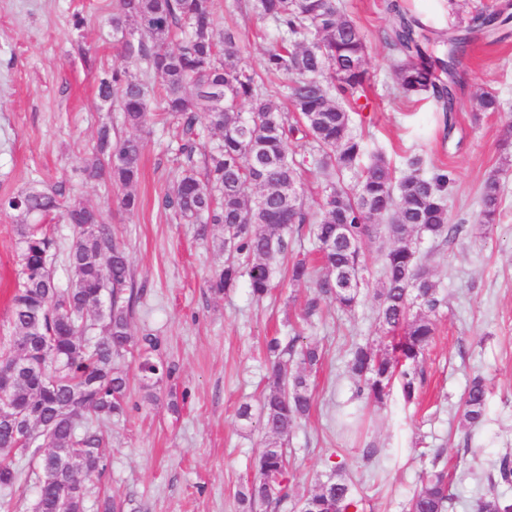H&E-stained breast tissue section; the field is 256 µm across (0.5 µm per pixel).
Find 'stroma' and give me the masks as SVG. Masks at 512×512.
Wrapping results in <instances>:
<instances>
[{
    "label": "stroma",
    "instance_id": "stroma-1",
    "mask_svg": "<svg viewBox=\"0 0 512 512\" xmlns=\"http://www.w3.org/2000/svg\"><path fill=\"white\" fill-rule=\"evenodd\" d=\"M213 0L218 27L237 29L245 61L262 69L276 32L270 22ZM363 29L370 81L352 112L368 154L383 153L397 169L420 155L423 170L449 171L448 222L463 233L448 243L422 242L444 304L422 366L418 400L392 390L383 403L362 404L347 372L354 344L378 343L374 290L382 276L379 243L366 242L369 283L358 307L347 314L328 301L306 308L314 291L281 281L257 302L246 286L216 295L207 281L222 265L221 228L209 241L196 239L158 200L177 175L172 134L153 120L142 175L134 191L137 213L119 207L121 188L88 181L82 168L92 156L101 123L122 129L119 110L97 94L102 71L128 67L112 30L113 0H0V197L41 182L59 189L62 202L97 207L114 240L129 256L141 297L130 315L133 339L150 332L177 367L161 382L158 399L144 401L138 377L130 379L125 418L109 425L86 512L104 499L120 512H240L236 492L252 479L265 436L236 417L240 403L258 404L268 363L266 340L289 322L317 343L324 361L311 376L314 410L286 445L288 498L277 512H296L298 499L343 464L359 501L358 512H403L406 501L441 452L451 483V512H476L500 458L512 456V23L496 43L475 41L457 74L452 128L435 104L394 94L393 55L384 42L385 0H336ZM84 24L74 29V15ZM495 91L497 112H479L478 95ZM501 183L496 224L480 226L481 190L491 174ZM15 220L0 213V345L9 343L10 298L18 274ZM484 375L489 386L486 421L468 430L458 409L467 384ZM376 453L364 459L363 449ZM512 497V485L494 486Z\"/></svg>",
    "mask_w": 512,
    "mask_h": 512
}]
</instances>
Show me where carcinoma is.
Here are the masks:
<instances>
[{
  "instance_id": "obj_1",
  "label": "carcinoma",
  "mask_w": 512,
  "mask_h": 512,
  "mask_svg": "<svg viewBox=\"0 0 512 512\" xmlns=\"http://www.w3.org/2000/svg\"><path fill=\"white\" fill-rule=\"evenodd\" d=\"M249 6L277 31L262 75L244 60L234 29L218 32L212 0H117L113 28L134 36L132 42L123 40V51L160 80V108L181 134L180 175L161 206L195 225L201 240L213 227L224 229L219 245L224 264L209 281L211 292L226 294L244 280L260 300L284 267L289 281L313 285L309 315L321 298L353 310L365 284L364 245L387 238L383 278L375 289L377 321L386 340L377 349L370 343L354 345L347 368L362 398L382 403L396 386L411 402L424 380L421 362L441 306L417 241L425 236L446 243L463 230L448 225L450 177L422 174L418 156L407 160V171L400 175L381 153L361 166L364 144L353 131L350 112L368 81L367 40L336 0H249ZM385 10L390 24L384 39L396 57L399 93L433 99L452 127L458 68L475 40L507 24L512 15L505 6L461 15L457 25L432 38L431 29L398 0H390ZM97 93L101 101L117 103L129 128L149 126V90L136 74L106 71ZM293 142L301 150L289 151ZM144 148L142 137L114 136L105 124L83 169L89 179H107L125 189L119 204L129 214L140 206L130 187L139 181ZM311 165L326 181L317 210L302 194L303 174ZM349 174L357 176L352 187L345 183ZM288 184L296 192L285 198ZM500 201V181L491 176L483 185L479 223H496ZM0 212L17 218L21 265L10 306L13 339L0 351V370L24 367L0 377V402L23 409L16 433L0 427V483H8L12 494L33 482L35 512H85L90 482L103 470L102 427L127 412L129 378L119 361L134 346L129 258L98 209L81 201L63 206L55 189L33 184L1 198ZM53 214L75 231L65 249V287L49 264L59 245L43 221ZM305 228L317 244V265L289 255L292 236ZM267 350L275 360L258 411L248 403L237 411L239 419L258 422L266 437L254 479L237 492L242 512L275 508L288 498L284 440L310 416V376L323 360L322 349L301 342L293 327L267 340ZM175 372L160 339L143 334L137 373L144 400L155 402L157 385ZM487 407V385L476 376L459 410L461 424L480 425ZM17 437L44 451L26 479L12 453ZM83 456L89 467L70 468L71 460ZM62 478L82 486V499L58 496ZM489 481L492 486L512 483L511 456L499 460ZM452 501L447 474L435 461L411 496L408 512H448ZM354 506L352 484L341 466L300 498V512H348ZM477 512H512V499L491 490L479 498Z\"/></svg>"
}]
</instances>
